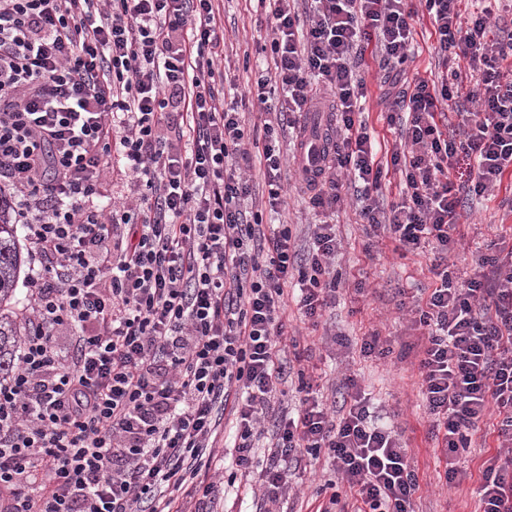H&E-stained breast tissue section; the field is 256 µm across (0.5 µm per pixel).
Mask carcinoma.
I'll use <instances>...</instances> for the list:
<instances>
[{
	"label": "carcinoma",
	"instance_id": "cac0c4a2",
	"mask_svg": "<svg viewBox=\"0 0 512 512\" xmlns=\"http://www.w3.org/2000/svg\"><path fill=\"white\" fill-rule=\"evenodd\" d=\"M22 266L17 225L10 223L8 204L0 194V374L7 375L18 359L24 319L16 307L15 291Z\"/></svg>",
	"mask_w": 512,
	"mask_h": 512
}]
</instances>
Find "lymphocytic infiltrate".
Wrapping results in <instances>:
<instances>
[{
  "instance_id": "f902f5d3",
  "label": "lymphocytic infiltrate",
  "mask_w": 512,
  "mask_h": 512,
  "mask_svg": "<svg viewBox=\"0 0 512 512\" xmlns=\"http://www.w3.org/2000/svg\"><path fill=\"white\" fill-rule=\"evenodd\" d=\"M270 62L239 102L217 83L224 22L216 0H0V183L31 245L27 331L0 377V512H216L225 484L208 472L226 402L234 462L253 471L255 441L282 378L288 282L318 324L336 300V228L315 225L298 255L289 228L268 237L241 164L257 166L270 211L284 203L280 138L321 103L336 114L322 166L298 168L323 211L353 184L361 223L400 254L431 248L436 286L416 305L425 330V411L445 457L496 414L512 447V250L482 254L471 276L449 269L463 196L488 197L512 175V29L490 34L503 0H258ZM425 11L438 72L396 96L399 147L362 116L358 61L413 55ZM476 75L477 104L455 130L438 119ZM264 115L249 139L241 108ZM471 162L464 189L452 179ZM122 167L136 197L104 210L103 177ZM400 201L384 204L390 172ZM71 332L68 350L57 328ZM350 405L330 412L306 393L276 423L258 473L269 503L290 463L327 451L355 512H414L417 476L398 434L378 425L347 378ZM483 512H512V459L495 456Z\"/></svg>"
}]
</instances>
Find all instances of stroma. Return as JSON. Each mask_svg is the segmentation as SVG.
Returning <instances> with one entry per match:
<instances>
[{
  "label": "stroma",
  "mask_w": 512,
  "mask_h": 512,
  "mask_svg": "<svg viewBox=\"0 0 512 512\" xmlns=\"http://www.w3.org/2000/svg\"><path fill=\"white\" fill-rule=\"evenodd\" d=\"M219 5L224 15L223 65L228 75L225 95L230 98L244 92L264 66L257 48L266 35V19L256 0H219ZM412 26L414 55L400 77L403 88L415 78L429 77L437 65L436 42L427 15L414 16ZM358 71L367 83L362 108L369 115L370 125L379 137L398 140V127L386 122L383 97L388 85L383 71L368 57L363 58ZM302 123L303 131L286 130L281 139L288 159L284 178L287 206L277 214L264 212L262 229L268 234L273 225H290L298 249L304 251L311 244L313 224L323 219L335 224L342 240L335 263L336 304L327 309L315 327L303 321L296 305H288L287 331L292 342L281 358L294 373L283 376L268 417L275 420L295 412L300 399L297 369H304L314 390L339 410L346 407L343 383L347 377H354L367 394L375 416L393 427L408 449L419 484L413 501L415 512H481L483 464L498 452L497 420L487 417L469 432L467 447L459 449L453 458L458 478L447 483L445 463L439 458L432 422L423 406L418 359L410 348L421 332L413 326V316L403 303L413 297L426 299L435 282L432 256L423 251L403 257L395 252L390 239L367 235L363 225L356 222L352 201H345L329 217L312 209L309 194L296 175L300 144L316 133L331 135L335 115L325 109L310 112ZM455 236L460 245L451 261L458 274L469 271L474 259L489 245L512 248V179L505 180L496 196L467 198L459 211ZM375 331L389 341L392 352L388 357L362 355L363 337ZM333 333L342 335L343 345L330 342ZM304 465L300 481L281 502L280 512H316L319 504L327 502V495L320 489L335 477L328 454L305 459Z\"/></svg>",
  "instance_id": "35a3bbf8"
}]
</instances>
